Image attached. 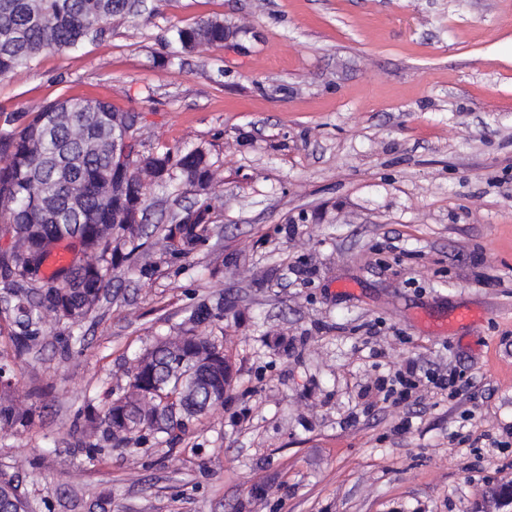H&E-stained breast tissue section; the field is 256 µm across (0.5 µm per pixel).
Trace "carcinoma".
Masks as SVG:
<instances>
[{"mask_svg":"<svg viewBox=\"0 0 512 512\" xmlns=\"http://www.w3.org/2000/svg\"><path fill=\"white\" fill-rule=\"evenodd\" d=\"M140 13L135 0H0V77L29 64L46 50L69 51L106 34L116 16ZM230 31L218 17L178 28L175 42L192 52L201 42L222 44ZM117 110L95 98H70L40 107L34 115L11 113L0 129V231L11 244L0 247V293L9 296L0 321L9 329L13 357L0 355V428L28 430L33 411L14 396L15 360L48 339L44 317L64 326L56 339L68 352L73 327L99 307L112 272L143 247L148 220L142 181L112 162V122ZM139 162L157 186L179 180L205 190L213 163L196 147L176 154L138 151ZM210 205L172 218L163 239L173 257H186L208 240ZM77 242L71 263L44 271L52 253ZM202 322L223 329L224 299L203 300L175 333L137 355L121 395L87 400L76 417L74 447L90 459L131 440L160 441L186 433L193 421L218 408L224 393V347L196 331ZM0 507L28 512L13 479L0 477Z\"/></svg>","mask_w":512,"mask_h":512,"instance_id":"carcinoma-1","label":"carcinoma"}]
</instances>
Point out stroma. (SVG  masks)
Here are the masks:
<instances>
[{"instance_id": "1", "label": "stroma", "mask_w": 512, "mask_h": 512, "mask_svg": "<svg viewBox=\"0 0 512 512\" xmlns=\"http://www.w3.org/2000/svg\"><path fill=\"white\" fill-rule=\"evenodd\" d=\"M103 40L0 78V110L100 98L150 152L205 146L204 194L145 189L152 222L204 200L206 244L126 263L69 352L15 369L0 430L33 512H493L512 485V0H147ZM218 16L222 45L176 29ZM223 298L238 369L190 431L89 459L69 430L131 359ZM477 312L471 322L456 318ZM406 401L381 380L407 366ZM460 372L456 394L431 376Z\"/></svg>"}]
</instances>
